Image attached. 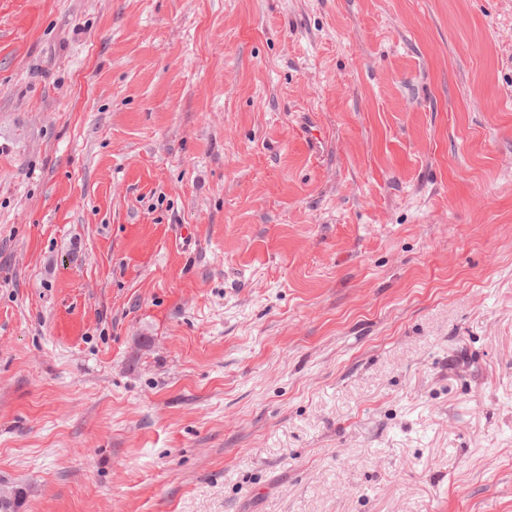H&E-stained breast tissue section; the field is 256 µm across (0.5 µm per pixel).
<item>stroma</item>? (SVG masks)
<instances>
[{"label":"stroma","mask_w":512,"mask_h":512,"mask_svg":"<svg viewBox=\"0 0 512 512\" xmlns=\"http://www.w3.org/2000/svg\"><path fill=\"white\" fill-rule=\"evenodd\" d=\"M1 490L512 512V0H0Z\"/></svg>","instance_id":"35a3bbf8"}]
</instances>
